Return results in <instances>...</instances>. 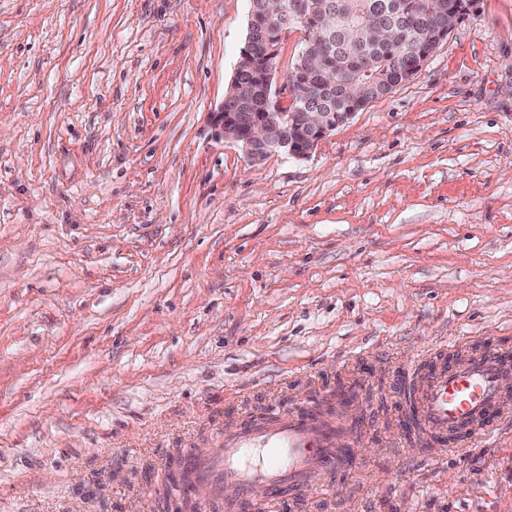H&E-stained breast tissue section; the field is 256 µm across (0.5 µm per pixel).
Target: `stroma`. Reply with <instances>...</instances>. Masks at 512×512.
<instances>
[{
	"mask_svg": "<svg viewBox=\"0 0 512 512\" xmlns=\"http://www.w3.org/2000/svg\"><path fill=\"white\" fill-rule=\"evenodd\" d=\"M250 13L0 0V512H160L172 456L313 399L357 415L366 473L295 512H512V425L423 462L397 376L512 342V0L304 159L213 123Z\"/></svg>",
	"mask_w": 512,
	"mask_h": 512,
	"instance_id": "35a3bbf8",
	"label": "stroma"
}]
</instances>
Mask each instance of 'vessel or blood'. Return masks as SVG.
<instances>
[{
  "label": "vessel or blood",
  "mask_w": 512,
  "mask_h": 512,
  "mask_svg": "<svg viewBox=\"0 0 512 512\" xmlns=\"http://www.w3.org/2000/svg\"><path fill=\"white\" fill-rule=\"evenodd\" d=\"M472 342L469 336L443 342V356L405 369L415 393V424L404 434L408 445L444 453L473 448L512 422V347L487 344L471 353ZM364 444L358 424L327 422L313 402L226 432L209 456L184 453L182 468L213 500H223L225 483H235L238 495L226 502L227 512H252L254 485L292 503L309 486L361 471Z\"/></svg>",
  "instance_id": "1"
}]
</instances>
